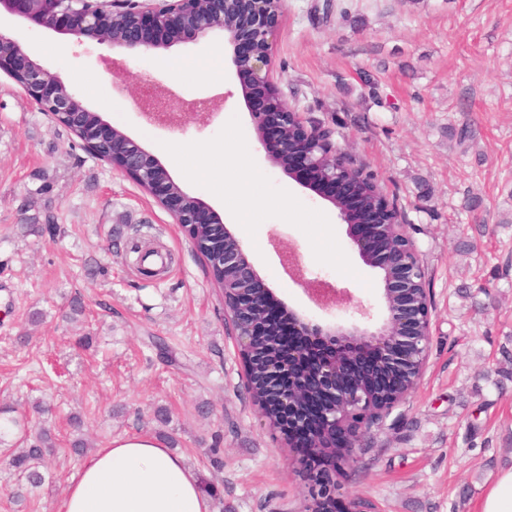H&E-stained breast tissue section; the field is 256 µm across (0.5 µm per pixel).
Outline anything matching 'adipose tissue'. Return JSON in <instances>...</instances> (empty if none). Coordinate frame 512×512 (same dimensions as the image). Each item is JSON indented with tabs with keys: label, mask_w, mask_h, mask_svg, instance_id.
<instances>
[{
	"label": "adipose tissue",
	"mask_w": 512,
	"mask_h": 512,
	"mask_svg": "<svg viewBox=\"0 0 512 512\" xmlns=\"http://www.w3.org/2000/svg\"><path fill=\"white\" fill-rule=\"evenodd\" d=\"M259 173L240 170L231 189L236 223L250 224L260 200ZM63 512H211L197 475L182 456L157 438L112 439L83 464L71 483Z\"/></svg>",
	"instance_id": "ef3b65f1"
}]
</instances>
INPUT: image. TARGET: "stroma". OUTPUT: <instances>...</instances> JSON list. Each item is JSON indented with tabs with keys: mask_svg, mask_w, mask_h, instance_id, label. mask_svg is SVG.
<instances>
[{
	"mask_svg": "<svg viewBox=\"0 0 512 512\" xmlns=\"http://www.w3.org/2000/svg\"><path fill=\"white\" fill-rule=\"evenodd\" d=\"M0 29L216 215L220 188L189 171L208 161L230 180L242 166L261 172L264 208L231 230L290 307L317 311L280 262L290 244L308 271L378 305L379 274L336 209L265 160L234 71L178 77L152 50L130 56L13 18ZM273 63L288 103L331 127L398 208L432 305L428 366L355 449L339 499L370 512H474L512 459V0H285ZM143 78L187 102L211 99L217 117L180 132L151 125L133 93ZM228 140L244 147L242 160L225 158ZM30 216L37 229L25 228ZM76 295L85 312L69 321ZM36 309L43 320L32 329ZM80 335L90 347L76 346ZM38 399L50 404L45 425L58 450L27 512H61L84 463L69 451L73 414L95 449L171 435L174 452L218 489L212 512L307 510L302 455L252 400L210 268L150 195L0 72V409L19 419Z\"/></svg>",
	"mask_w": 512,
	"mask_h": 512,
	"instance_id": "stroma-1",
	"label": "stroma"
}]
</instances>
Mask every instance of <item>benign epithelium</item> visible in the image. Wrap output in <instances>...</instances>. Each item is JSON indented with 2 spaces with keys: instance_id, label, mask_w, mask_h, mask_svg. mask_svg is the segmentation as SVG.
Masks as SVG:
<instances>
[{
  "instance_id": "1",
  "label": "benign epithelium",
  "mask_w": 512,
  "mask_h": 512,
  "mask_svg": "<svg viewBox=\"0 0 512 512\" xmlns=\"http://www.w3.org/2000/svg\"><path fill=\"white\" fill-rule=\"evenodd\" d=\"M45 0H0V12L80 38L88 33L101 43L135 55L151 49L197 42L221 33L232 50L229 63L240 79L245 104L253 120L257 143L272 166L330 202L360 259L379 271L383 314L358 304L349 320L324 324L288 306L265 283L246 257L239 239L198 198L185 193L159 161L124 131L96 115L95 140L83 147L96 159L116 165L145 188L179 224L186 235L200 225L224 239V250L202 259L220 279L224 318L232 328L243 374L255 404L269 425L281 429L279 415H303L313 410L317 423H298L301 446L324 457L328 472L353 463L369 423L379 421L418 385L429 360L431 306L422 290V254L380 188L379 207L358 219V185L367 172L344 156L333 141V130L305 118L286 104L273 80V33L284 0H201L207 23L194 20L195 0H55L51 12ZM121 19L111 33L101 16ZM0 71L39 106L68 129L89 112L62 78L33 60L19 40L0 31ZM140 100L149 123L173 132L183 128L186 113L179 99L150 79L139 82ZM195 120L205 124L215 112L211 100L191 105ZM112 152L100 156L102 144ZM281 264L304 288L315 305L329 313L345 295L331 282L308 278L300 257L290 247L280 252ZM278 337L269 352L268 337ZM336 452L328 453L326 449Z\"/></svg>"
}]
</instances>
